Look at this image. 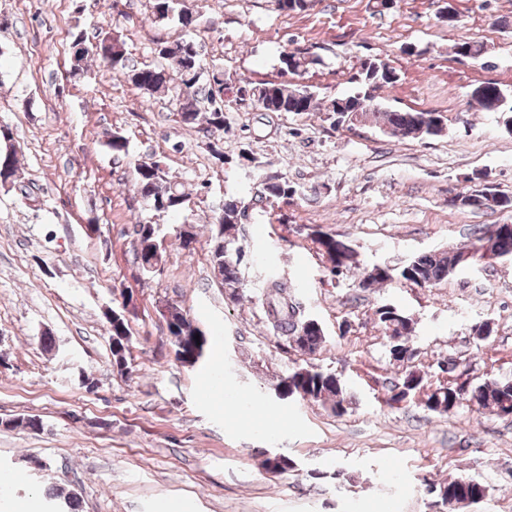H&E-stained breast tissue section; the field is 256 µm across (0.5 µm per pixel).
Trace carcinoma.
Returning a JSON list of instances; mask_svg holds the SVG:
<instances>
[{"mask_svg": "<svg viewBox=\"0 0 512 512\" xmlns=\"http://www.w3.org/2000/svg\"><path fill=\"white\" fill-rule=\"evenodd\" d=\"M278 11L303 13L312 7V0H272ZM178 0H152L153 19L158 22L177 15L184 28L197 25V16L187 7L176 9ZM154 53L164 61L172 62V69L163 66L138 65L129 57L124 43L106 35L97 44L87 40L84 32L74 35L71 44V73L84 71L85 64L95 61L117 70L127 77L135 87L151 96L169 98L173 105L176 122L191 126L198 131L213 136L208 148L212 156L221 164L228 163L221 138L214 137L224 132V112L232 105L246 102L261 112H323L332 125L354 123L348 120L350 113L361 107L362 102L375 99V92L397 81L396 70L380 58H369L351 77L353 91L343 97H307L300 94L302 88L288 81H262L247 83L236 89L235 98L227 97L231 78L221 73L203 76L202 46L190 38H178L156 44ZM319 59L301 48L284 50L279 55L280 69L285 73L300 75ZM368 125L385 134L389 131L401 133L403 138L417 139L424 136H441L447 129L448 119L438 115L440 124L433 126L425 120L423 112H402L380 108L367 113ZM13 133L9 126L0 125V174H17L19 159L12 144ZM136 191L154 214L160 216L186 210L189 194L182 184L168 177L161 161L153 155H145L134 161ZM264 196L267 199H288L297 189L279 176H269L264 182ZM248 211L244 201L237 198L224 200V205L215 220L209 222V238L220 242V249L210 250V264L214 274L220 278L222 286L229 293L243 299L240 289L243 285L240 266L244 259V249L235 245L234 232L242 223ZM134 234L137 240L136 256L144 274L153 272L151 262L163 260V238L158 224L152 221H136ZM315 252L325 258V268L334 276L358 273V287L373 290L385 282L398 278L407 283L431 287L448 277L449 274L466 268H473L484 262L487 255L512 258V224L501 228L483 227L471 241L452 250L435 251L417 255L397 269L389 267L362 266L356 250H347L346 241L341 236L322 230L306 234ZM261 305L267 329L274 335L291 343L293 337L304 336L305 343L313 352L320 351L326 342L324 329L309 323L306 315L295 303L288 291V284L276 278L264 284ZM126 308L114 309L106 314L112 325V367L123 375L128 369L131 356L129 343L131 330ZM175 359L194 366L204 359L207 338L198 328L192 326L181 308L169 305L162 313ZM377 324L384 330L388 340V353L396 362H408L398 382L384 393L383 401L394 407L403 402L417 400V405L429 412L452 413L460 408H477L498 417H512V378L487 379L482 383L457 382L451 378L460 362L449 356L446 358L453 368L447 371L448 380L437 385L429 382L428 373L413 368L409 361L414 358L413 349L408 347L414 335V321L411 317L390 306L382 305L374 311ZM200 339H195V336ZM277 388L308 403L327 406L337 415H343L350 405L351 396L343 381L333 372L315 366L295 367L280 377ZM265 467L280 475L292 470V459L286 455L266 457ZM429 492L446 494L447 502L454 506H468L486 497L487 485L479 480L465 483L456 478L439 486H429ZM53 501L54 512H79L78 497L71 493L61 495L53 488L46 491Z\"/></svg>", "mask_w": 512, "mask_h": 512, "instance_id": "obj_1", "label": "carcinoma"}]
</instances>
